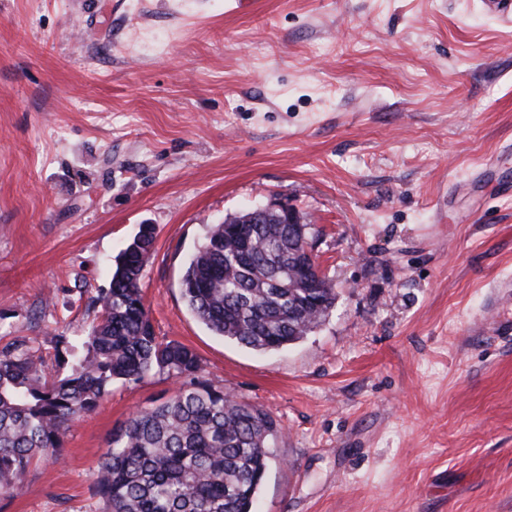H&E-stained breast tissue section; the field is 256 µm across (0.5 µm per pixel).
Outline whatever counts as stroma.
Wrapping results in <instances>:
<instances>
[{
    "label": "stroma",
    "instance_id": "obj_1",
    "mask_svg": "<svg viewBox=\"0 0 512 512\" xmlns=\"http://www.w3.org/2000/svg\"><path fill=\"white\" fill-rule=\"evenodd\" d=\"M279 203L337 299L257 353L181 277ZM143 224L158 339L277 423L256 512H512V24L482 0H0V346L64 376ZM180 384L114 382L0 512H104L113 430Z\"/></svg>",
    "mask_w": 512,
    "mask_h": 512
}]
</instances>
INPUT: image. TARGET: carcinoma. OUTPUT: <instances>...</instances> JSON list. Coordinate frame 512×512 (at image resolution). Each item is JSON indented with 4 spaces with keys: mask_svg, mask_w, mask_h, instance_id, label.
Returning a JSON list of instances; mask_svg holds the SVG:
<instances>
[{
    "mask_svg": "<svg viewBox=\"0 0 512 512\" xmlns=\"http://www.w3.org/2000/svg\"><path fill=\"white\" fill-rule=\"evenodd\" d=\"M116 259L102 313L69 373L49 380L43 356L25 343L0 348V490L23 487L36 460H55L70 423L96 410L115 380L167 372L184 382L160 404L117 428L98 468L107 512H254L273 455L275 420L199 380L197 354L155 336L140 288L156 228ZM272 214L211 225L186 263L188 307L215 335L269 352L317 328L336 289L317 263L299 262L312 238Z\"/></svg>",
    "mask_w": 512,
    "mask_h": 512,
    "instance_id": "cac0c4a2",
    "label": "carcinoma"
}]
</instances>
